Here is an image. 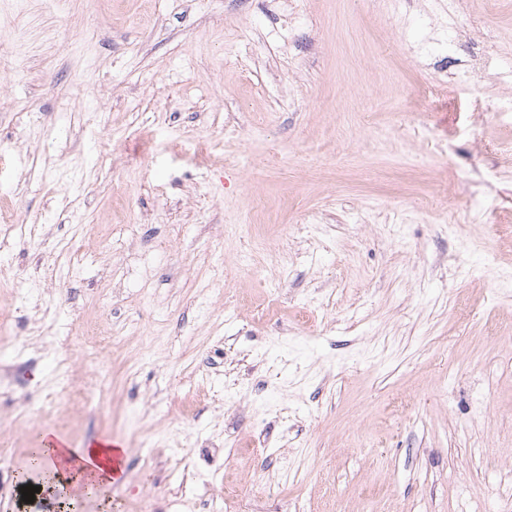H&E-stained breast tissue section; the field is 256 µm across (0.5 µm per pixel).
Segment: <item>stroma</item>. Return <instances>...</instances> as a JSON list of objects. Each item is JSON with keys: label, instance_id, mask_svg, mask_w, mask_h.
Segmentation results:
<instances>
[{"label": "stroma", "instance_id": "stroma-1", "mask_svg": "<svg viewBox=\"0 0 512 512\" xmlns=\"http://www.w3.org/2000/svg\"><path fill=\"white\" fill-rule=\"evenodd\" d=\"M0 36V512H53L46 433L126 450L82 512H512V0H0Z\"/></svg>", "mask_w": 512, "mask_h": 512}]
</instances>
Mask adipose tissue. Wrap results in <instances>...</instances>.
I'll return each instance as SVG.
<instances>
[{"mask_svg": "<svg viewBox=\"0 0 512 512\" xmlns=\"http://www.w3.org/2000/svg\"><path fill=\"white\" fill-rule=\"evenodd\" d=\"M41 469L54 476L57 488L77 481L100 486L115 480L120 471L119 449L94 442L82 447H61L58 437L40 439Z\"/></svg>", "mask_w": 512, "mask_h": 512, "instance_id": "1", "label": "adipose tissue"}]
</instances>
